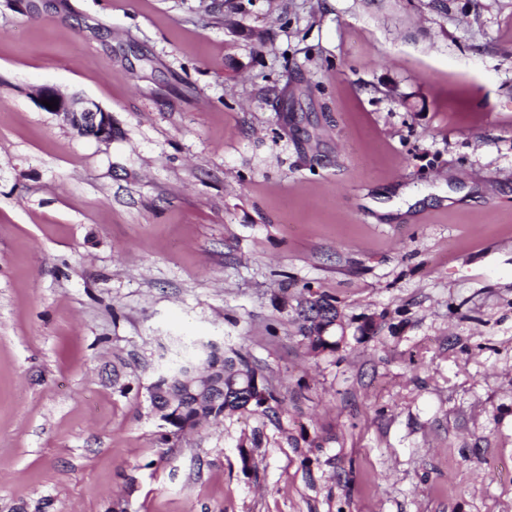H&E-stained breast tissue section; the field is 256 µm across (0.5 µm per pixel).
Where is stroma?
Instances as JSON below:
<instances>
[{"label":"stroma","instance_id":"obj_1","mask_svg":"<svg viewBox=\"0 0 512 512\" xmlns=\"http://www.w3.org/2000/svg\"><path fill=\"white\" fill-rule=\"evenodd\" d=\"M448 5L0 0V512H512V0ZM195 339L270 409L164 435ZM58 100L56 109H49L41 100ZM41 107L47 112L60 116L83 135L99 141L112 140V115L95 103H88L81 110H76L74 102L59 94L54 88L44 87L39 96ZM317 302H321L319 307L315 308L314 305L310 306L307 310L311 314L310 316H306L305 318L311 322V326L309 327L310 333H314L313 327L316 320H320V323L316 325L315 332L316 336H308V340L310 346L315 351L330 349L333 350L336 348V336H332V327L327 331H323V325H329L336 319V309L330 303V301L325 297L318 298Z\"/></svg>","mask_w":512,"mask_h":512}]
</instances>
